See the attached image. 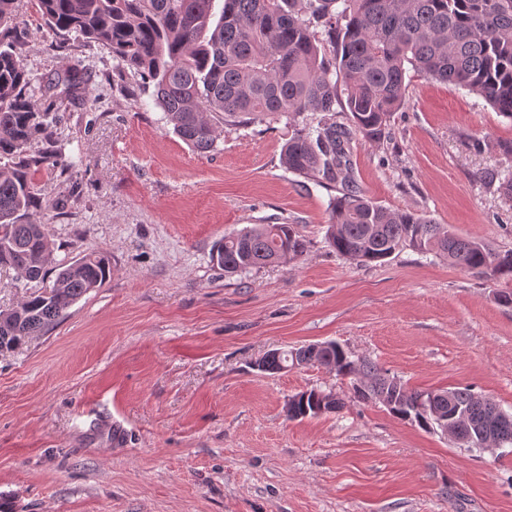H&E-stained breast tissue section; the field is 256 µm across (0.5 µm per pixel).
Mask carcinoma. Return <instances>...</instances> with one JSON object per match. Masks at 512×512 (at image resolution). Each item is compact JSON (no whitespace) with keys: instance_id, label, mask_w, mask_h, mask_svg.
Wrapping results in <instances>:
<instances>
[{"instance_id":"carcinoma-1","label":"carcinoma","mask_w":512,"mask_h":512,"mask_svg":"<svg viewBox=\"0 0 512 512\" xmlns=\"http://www.w3.org/2000/svg\"><path fill=\"white\" fill-rule=\"evenodd\" d=\"M319 2L312 18L334 35V56L320 54L303 4ZM214 0H39L45 24L62 35L90 39L112 52L125 69L151 85L153 104L174 133L199 154L211 152L219 122L259 123L268 116L305 112L347 113V122L293 125L282 162L300 177L330 183L343 177L330 202L327 241L337 254L369 264L406 247L494 283L512 282V251L494 252L483 242L456 234L431 217L392 211L366 199L350 167L353 137L376 142L392 112L404 103L406 66L482 98L512 120V0H224L211 24ZM13 0H0V266L29 282L47 274L45 225L30 220L42 208L34 174L54 168L58 98H75L82 84L81 60L66 56L43 94L34 99L22 63L27 32L13 23ZM41 147H36V144ZM304 239L290 224H256L222 240L214 262L224 272L286 263L303 255ZM55 278L20 307L0 311V353L11 352L65 317L83 296L110 277L108 258L91 253L57 265ZM335 371L351 382L362 401H374L402 420L428 429L438 419L455 427L453 437L469 449L483 448V435L497 434L512 446V414L468 387L412 392L377 365L356 362L340 344L301 346L267 361L286 370L293 354ZM435 397L434 406L424 402ZM315 390L288 399L287 416L316 417Z\"/></svg>"}]
</instances>
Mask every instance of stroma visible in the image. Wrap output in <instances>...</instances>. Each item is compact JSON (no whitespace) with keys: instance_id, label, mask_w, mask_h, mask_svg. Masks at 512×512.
I'll return each instance as SVG.
<instances>
[{"instance_id":"obj_1","label":"stroma","mask_w":512,"mask_h":512,"mask_svg":"<svg viewBox=\"0 0 512 512\" xmlns=\"http://www.w3.org/2000/svg\"><path fill=\"white\" fill-rule=\"evenodd\" d=\"M23 62L40 81L79 58L87 92L57 102L68 180L42 169L52 264L100 251L108 281L0 354V495L15 512H512V453L460 447L354 398L317 366L256 370L267 352L334 341L412 391L472 387L512 414V306L497 285L411 250L382 263L325 240L335 191L288 172L279 117L219 125L192 151L141 77L101 45L55 34L15 0ZM380 143L350 170L390 210L413 209L512 250V120L410 73ZM256 224H291L305 253L225 277L211 253ZM344 406L288 420L302 391Z\"/></svg>"}]
</instances>
